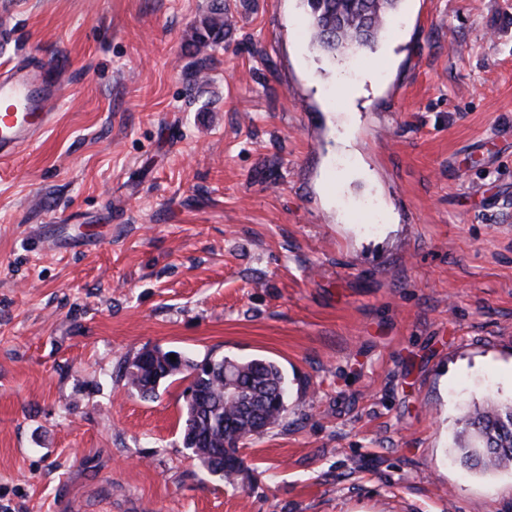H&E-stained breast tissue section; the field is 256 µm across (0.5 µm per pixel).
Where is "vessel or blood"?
<instances>
[{"mask_svg": "<svg viewBox=\"0 0 512 512\" xmlns=\"http://www.w3.org/2000/svg\"><path fill=\"white\" fill-rule=\"evenodd\" d=\"M59 99L55 72L39 58L0 70L1 165L39 142L52 125Z\"/></svg>", "mask_w": 512, "mask_h": 512, "instance_id": "1", "label": "vessel or blood"}]
</instances>
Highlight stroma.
<instances>
[{"label": "stroma", "instance_id": "stroma-1", "mask_svg": "<svg viewBox=\"0 0 512 512\" xmlns=\"http://www.w3.org/2000/svg\"><path fill=\"white\" fill-rule=\"evenodd\" d=\"M0 0V68L57 65L0 166V512H512L452 456L512 400V0H401L328 59L303 0ZM359 96L346 102L342 92ZM149 348L276 362L233 482ZM229 25L227 17L224 16V4L216 0V4L210 9V15L194 28L192 40L198 46L217 44L224 40L225 30ZM171 352H163L158 349V355L147 368L137 366L136 360L132 363V367H136V372L128 370L126 377L128 384L132 389L140 393L144 398H151L156 394L161 383H164L173 377L183 374V371H189V375L194 372L199 365L189 360L180 358L177 361H171L169 354Z\"/></svg>", "mask_w": 512, "mask_h": 512}]
</instances>
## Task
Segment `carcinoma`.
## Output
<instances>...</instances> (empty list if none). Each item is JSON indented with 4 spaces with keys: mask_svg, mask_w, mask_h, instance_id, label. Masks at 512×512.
<instances>
[{
    "mask_svg": "<svg viewBox=\"0 0 512 512\" xmlns=\"http://www.w3.org/2000/svg\"><path fill=\"white\" fill-rule=\"evenodd\" d=\"M309 8V30L314 47L334 54L343 48L374 46L398 0H304ZM229 22L224 4L216 2L210 15L194 28L198 46L224 40ZM198 365L185 358L172 361L158 355L146 368L127 372L128 384L144 398L159 385L194 372ZM199 405L186 404L183 444L211 474L228 481L242 471L239 446L279 424L287 412L288 381L275 362L264 358L212 360L196 379ZM460 463L482 472L512 467V402L468 413L454 440Z\"/></svg>",
    "mask_w": 512,
    "mask_h": 512,
    "instance_id": "cac0c4a2",
    "label": "carcinoma"
}]
</instances>
